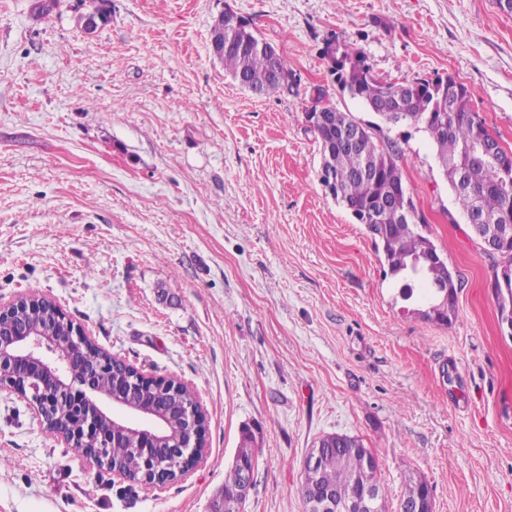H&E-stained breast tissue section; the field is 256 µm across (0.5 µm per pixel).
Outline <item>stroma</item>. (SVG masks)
I'll use <instances>...</instances> for the list:
<instances>
[{
    "mask_svg": "<svg viewBox=\"0 0 512 512\" xmlns=\"http://www.w3.org/2000/svg\"><path fill=\"white\" fill-rule=\"evenodd\" d=\"M0 0V302L38 292L105 351L189 384L206 459L156 489L89 465L0 395V512H213L241 431L256 436L243 512H304L319 437L360 436L397 506L512 512V336L483 252L425 133L385 127L405 186L457 274L456 315L408 312L381 253L319 180L305 113L357 119L323 51L376 78L452 76L512 150V13L496 0ZM286 60L291 91L241 89L215 60L224 8ZM428 498L432 499L428 484L419 477L409 476L405 482V490L399 503L398 512L404 511V509L401 511L402 504H405L409 507L412 506L413 510H415V505L417 502L425 501Z\"/></svg>",
    "mask_w": 512,
    "mask_h": 512,
    "instance_id": "obj_1",
    "label": "stroma"
}]
</instances>
